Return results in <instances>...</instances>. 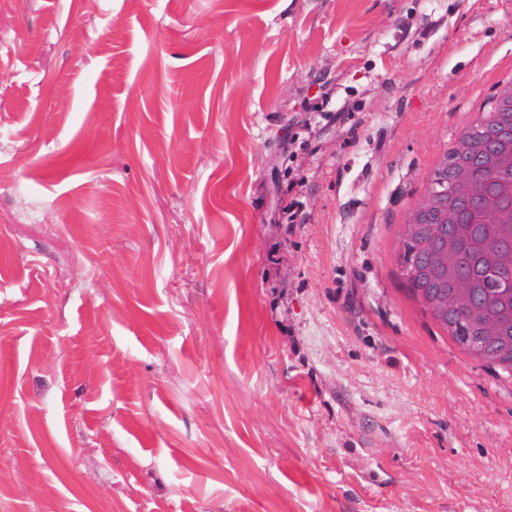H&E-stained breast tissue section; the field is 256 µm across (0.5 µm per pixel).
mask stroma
Returning a JSON list of instances; mask_svg holds the SVG:
<instances>
[{
    "label": "stroma",
    "mask_w": 512,
    "mask_h": 512,
    "mask_svg": "<svg viewBox=\"0 0 512 512\" xmlns=\"http://www.w3.org/2000/svg\"><path fill=\"white\" fill-rule=\"evenodd\" d=\"M512 0H0V512H512V376L398 228ZM430 263L414 258L411 268L404 271L408 279L406 293L410 302L424 312H429V306L432 303L430 280L425 276L428 273Z\"/></svg>",
    "instance_id": "obj_1"
}]
</instances>
